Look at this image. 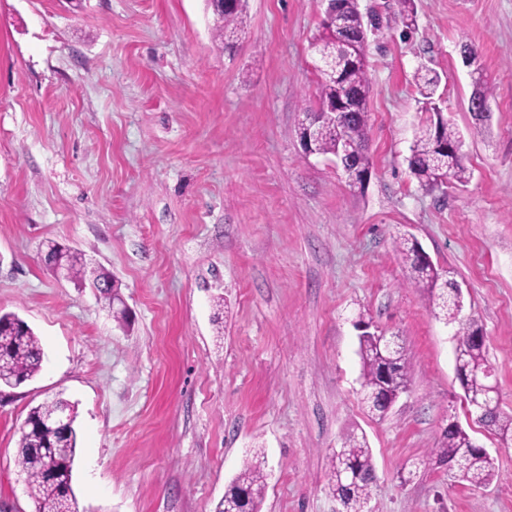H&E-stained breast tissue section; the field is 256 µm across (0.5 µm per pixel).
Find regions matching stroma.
<instances>
[{"instance_id": "35a3bbf8", "label": "stroma", "mask_w": 512, "mask_h": 512, "mask_svg": "<svg viewBox=\"0 0 512 512\" xmlns=\"http://www.w3.org/2000/svg\"><path fill=\"white\" fill-rule=\"evenodd\" d=\"M370 95L363 187L298 125L321 74V0H247L224 48L207 0H0V311L41 371L0 387V512H34L16 464L29 410L77 412L78 512H215L262 453V512H338L333 450L366 436L369 512H512V445L468 417L455 327L394 250L413 236L454 269L512 414V0H358ZM477 49L490 121L467 110ZM463 140L465 184L422 189L408 158L428 118L414 76ZM112 275L133 320L58 278L49 244ZM399 337L409 386L381 419L360 401L358 317ZM494 458L482 487L426 458L449 421Z\"/></svg>"}]
</instances>
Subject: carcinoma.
Wrapping results in <instances>:
<instances>
[{"instance_id":"obj_1","label":"carcinoma","mask_w":512,"mask_h":512,"mask_svg":"<svg viewBox=\"0 0 512 512\" xmlns=\"http://www.w3.org/2000/svg\"><path fill=\"white\" fill-rule=\"evenodd\" d=\"M398 12L405 28L415 26L413 0H397ZM244 13V0L235 8L217 14L216 36L230 48L229 40L237 34ZM322 35L314 43L320 59L345 64L344 79L324 75L319 86L320 112H306L301 124H317L319 135L314 152L337 155L339 143L348 139L357 145L352 160L343 167L352 186H362L370 172L367 148L370 82L367 74V24L359 10L358 0H339L336 21L322 23ZM424 98V109L430 118L417 132L408 167L420 187L440 189L452 179L465 183L470 171L461 152L462 137L445 119L434 100L441 77L433 69L416 76ZM351 94L347 123L336 126V113L328 111L335 103ZM397 251L406 263L410 283L425 289L435 316L447 324L457 325L455 332V361L457 370L470 375L468 396L478 399L484 392V381L476 373L487 367L484 344L477 340L481 329L471 321L460 318L461 297L451 271L439 272L422 256L420 244L403 234L396 240ZM62 262L69 279H85L88 267L81 254L69 249ZM358 354L361 361V395L367 412L378 418L386 416L387 403L408 388L409 361L401 346L385 351L377 335L359 337ZM43 362V349L32 328L13 313L0 314V385L16 387L36 376ZM61 400L45 402L32 408L27 427L21 430L17 465L27 476L30 497L35 512H77L72 487V471L77 452L78 434L75 423L51 431L44 423L56 416ZM491 425L504 443H512V415L497 412ZM437 461L457 465L458 479L474 487L489 483L495 476L494 460L477 447L469 433L459 425L444 429L438 446L431 451ZM356 472L350 483L343 482L346 469ZM374 480L372 452L363 435L346 434L340 448L331 457L329 490L340 502L343 512H367L369 492ZM266 474L260 455H255L229 486L228 494L245 495L248 512H261Z\"/></svg>"}]
</instances>
